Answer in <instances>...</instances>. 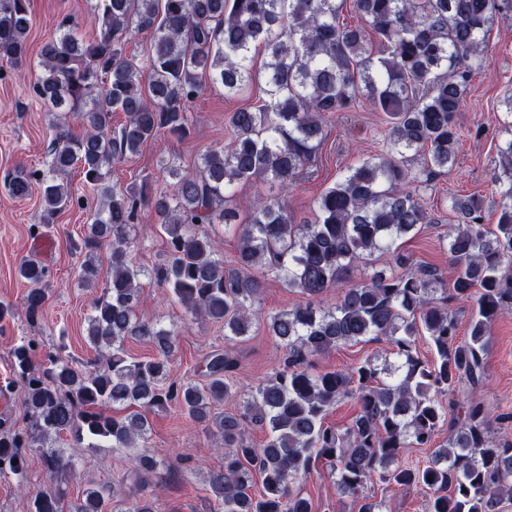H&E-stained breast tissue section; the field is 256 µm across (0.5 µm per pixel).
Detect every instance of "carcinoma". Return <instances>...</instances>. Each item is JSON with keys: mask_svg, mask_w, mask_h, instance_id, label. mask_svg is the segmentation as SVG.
I'll return each instance as SVG.
<instances>
[{"mask_svg": "<svg viewBox=\"0 0 512 512\" xmlns=\"http://www.w3.org/2000/svg\"><path fill=\"white\" fill-rule=\"evenodd\" d=\"M96 35L86 39L63 20L39 53L32 90L56 128L47 169L14 171V198L41 186L40 223L54 224L74 203L65 178L77 169L97 193L77 248L79 278L94 288L102 248L110 277L87 318L95 358L79 363L62 350L37 359L40 343L23 336L10 349L15 378L0 387L18 393L26 429L0 421V475L24 488L27 454L40 453L56 487L28 492L29 512H108L115 486L90 483L78 503L63 485L77 472L81 448L135 449L139 489L128 512H156L146 495L159 470H178L146 450L150 414L172 404L202 424L222 456L207 478L209 512H317L295 484L319 460L338 490L357 498L358 512H379L363 489L373 477L388 488L420 487L428 512H502L512 496V443L490 432L491 410L458 392H476L487 378L488 329L512 310V89L504 98L508 138L498 148L497 224H483L474 195L455 197L457 224L448 229L452 288L439 272L417 266L397 241L433 224L422 185L456 162L463 96L483 66V43L497 14L512 0H352L362 26L341 19L338 0H89ZM30 0H0V62L30 63ZM151 35L139 58L126 52L136 34ZM264 50V103L229 115L234 132L225 149H211L194 171L173 164L174 194L151 192V182L112 188V165L137 155L160 134H190V108L202 80L240 94L255 80L252 50ZM391 119L387 151L350 168L315 201L314 220L298 224L285 203L260 195L248 220L232 203L235 184L271 181L286 191L308 173L327 136V121L363 103ZM126 121L112 128V114ZM80 122L75 135L70 121ZM427 151L419 169L409 158ZM154 211L168 237L169 257L150 278L194 316L224 324L227 338L248 335L265 278L272 275L308 301L269 314L271 335L287 351L276 370L236 414L217 410L233 394L238 359L232 349L204 358L202 385L169 381L175 333L138 315L144 270L133 262L130 229L143 208ZM224 224L237 235L238 267L227 269L205 227ZM375 252L390 258L349 285L335 306L321 297L348 276L354 260ZM28 288L29 324L49 300L48 269L35 260L18 267ZM453 298L475 307L461 339L448 310ZM435 351L422 359L415 340ZM385 338L397 364L370 359L346 371H313L315 357L349 343ZM152 346L138 360L124 341ZM448 397L443 404L441 397ZM352 398L357 414L343 429L325 425L330 408ZM448 439L423 467L396 461L407 448H428L443 426ZM268 433L260 447L246 434ZM72 443L59 447L64 437ZM432 480H427V477ZM261 480L262 492L249 491Z\"/></svg>", "mask_w": 512, "mask_h": 512, "instance_id": "cac0c4a2", "label": "carcinoma"}]
</instances>
